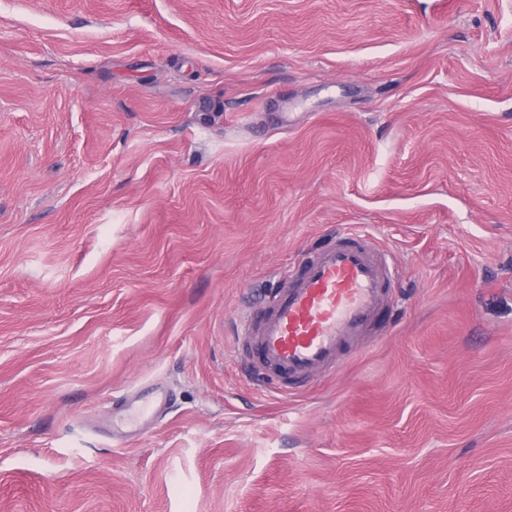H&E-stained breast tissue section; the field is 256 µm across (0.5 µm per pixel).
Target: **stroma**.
I'll return each mask as SVG.
<instances>
[{"instance_id":"stroma-1","label":"stroma","mask_w":512,"mask_h":512,"mask_svg":"<svg viewBox=\"0 0 512 512\" xmlns=\"http://www.w3.org/2000/svg\"><path fill=\"white\" fill-rule=\"evenodd\" d=\"M352 230L363 349L260 391ZM0 512H512V0H0ZM393 279L386 254L352 233L289 270L250 332L258 375L292 385L335 367L346 349H360ZM163 394L154 397L153 402L146 408L140 410L136 417H127L124 415L118 422L112 425V439L121 440L139 432V426L142 420L153 416L157 410L164 404Z\"/></svg>"}]
</instances>
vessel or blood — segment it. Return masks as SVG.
<instances>
[{
	"label": "vessel or blood",
	"mask_w": 512,
	"mask_h": 512,
	"mask_svg": "<svg viewBox=\"0 0 512 512\" xmlns=\"http://www.w3.org/2000/svg\"><path fill=\"white\" fill-rule=\"evenodd\" d=\"M394 273L387 256L368 236L346 234L324 247L299 268L251 331L259 376L279 377L292 385L335 367L348 349H358L390 295ZM163 395L138 416L122 417L112 426L121 440L139 431L143 419L163 405Z\"/></svg>",
	"instance_id": "b4317fda"
}]
</instances>
